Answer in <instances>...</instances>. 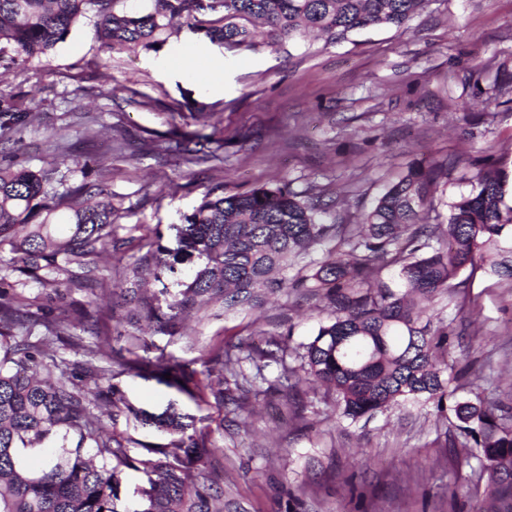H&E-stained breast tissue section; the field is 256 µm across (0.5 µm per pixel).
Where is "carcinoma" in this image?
<instances>
[{
    "label": "carcinoma",
    "instance_id": "cac0c4a2",
    "mask_svg": "<svg viewBox=\"0 0 512 512\" xmlns=\"http://www.w3.org/2000/svg\"><path fill=\"white\" fill-rule=\"evenodd\" d=\"M121 0H0V41L18 55L44 54L63 41L87 10L95 12V32L119 51L154 48L165 41L170 21L199 8L198 0H153L147 13L119 9ZM425 0H212L221 13L212 40L232 51L250 47L257 29L267 44H300L317 32L336 43L375 26H404ZM57 167L38 171L0 165V252L8 250L15 270L46 284L64 271L58 259L74 264L69 284L80 290H106L87 258L106 249L115 209L88 182L47 202ZM448 178V162L410 167L389 184L359 224H335V203L307 196L282 181L226 196L220 187L173 224L175 246L159 244L130 269L125 285L111 298L136 301L146 320L162 324L157 309L142 297L143 268L158 272L189 269L187 281L171 296L169 319L203 304L233 307L282 288H304L308 298L332 310L312 339L301 344L304 381L330 387L342 416L356 421L392 404L431 400L447 410L450 374L446 357L451 332L442 323L430 329V302L451 288L466 287L460 274H485L512 282V207L505 205L502 173L478 172L470 193L449 205L439 224L437 186ZM68 210L64 224L54 220ZM321 260L309 273L288 280L283 272L325 242ZM32 314L15 296L0 290V512H118L122 475L135 467L122 440L104 433L99 403L112 417L127 413L169 437L143 462L149 488L147 512H223L224 492L214 489L204 457L213 453L197 432L195 415L177 399L161 408L136 407L114 379L134 375L175 389L197 407L224 405L237 378L236 363L224 352L205 360L210 393L195 381L188 364L159 356L154 360L86 351L82 378L107 386L84 390L67 369L42 359L39 343L17 330ZM56 338L75 347L82 338L70 323L42 322ZM170 379H165V374ZM463 441L451 445L481 449L489 508L512 512V407L497 401H458L453 406Z\"/></svg>",
    "mask_w": 512,
    "mask_h": 512
}]
</instances>
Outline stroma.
<instances>
[{
  "label": "stroma",
  "mask_w": 512,
  "mask_h": 512,
  "mask_svg": "<svg viewBox=\"0 0 512 512\" xmlns=\"http://www.w3.org/2000/svg\"><path fill=\"white\" fill-rule=\"evenodd\" d=\"M214 12L175 20L166 41L134 52L109 49L94 19L76 24L46 55H0V108L30 121L10 134L1 164L39 170L56 162L65 192L97 183L116 213L112 245L92 258L96 276L120 284L145 254L155 230L172 243L208 189L233 195L290 181L297 191L337 200L356 224L382 188L413 163L449 160L439 194L452 202L487 168L512 176V0H427L401 28L374 27L348 40L306 46L260 43L234 51L206 35ZM205 62L174 68L185 46ZM200 132L205 156L185 163L177 144ZM17 294L42 317L73 315L70 331L104 350H125L144 321L139 309L109 311L105 297L65 284L28 280ZM436 318L450 324L448 362L456 372L483 366L492 384L481 398L512 396V283L476 272L468 287L437 296ZM330 309L303 289L268 294L258 306H210L195 317L143 335L142 357L166 354L205 372L204 354L265 333L282 362L241 367L249 381L238 404L196 407L198 427L216 452L208 467L224 492V512H463L486 503L477 448H452L455 418L432 403L393 406L351 421L336 394L299 385L270 397L282 368H296ZM136 406H164L177 392L131 375L119 379ZM289 404L275 419L269 399ZM134 458L166 438L134 418L103 417Z\"/></svg>",
  "instance_id": "35a3bbf8"
}]
</instances>
